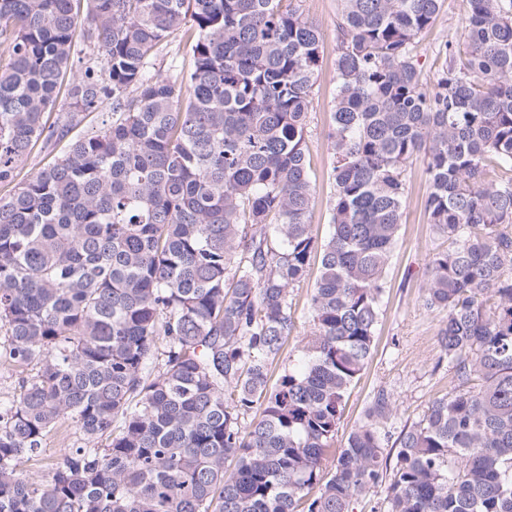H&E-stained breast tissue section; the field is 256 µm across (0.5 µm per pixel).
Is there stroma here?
I'll use <instances>...</instances> for the list:
<instances>
[{
	"label": "stroma",
	"mask_w": 512,
	"mask_h": 512,
	"mask_svg": "<svg viewBox=\"0 0 512 512\" xmlns=\"http://www.w3.org/2000/svg\"><path fill=\"white\" fill-rule=\"evenodd\" d=\"M295 3L322 34L321 66L312 92L307 126L309 174L315 192L312 234L320 244L330 232L329 209L336 193L328 134L334 123L335 21L339 2L295 0ZM464 13L465 0H445L438 20L421 36L417 52L425 78H432L441 67L435 49L456 32ZM405 178L407 201L397 243L389 259L375 350L346 399L336 433L335 444L339 447L361 423L364 410L378 389H388L394 395V412L388 428L395 434L418 422L431 402L448 394L455 385L438 342L443 316L421 305L425 266L433 254L447 249L448 240L435 232L425 213L429 180L422 160L408 165ZM315 280V275H308L294 289L296 326L280 357L271 366L272 376H279L301 356L302 339L311 331L308 299Z\"/></svg>",
	"instance_id": "35a3bbf8"
}]
</instances>
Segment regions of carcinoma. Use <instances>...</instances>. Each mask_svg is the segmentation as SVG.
<instances>
[{"label":"carcinoma","mask_w":512,"mask_h":512,"mask_svg":"<svg viewBox=\"0 0 512 512\" xmlns=\"http://www.w3.org/2000/svg\"><path fill=\"white\" fill-rule=\"evenodd\" d=\"M339 2L330 234L302 361L271 385L315 250L318 27L285 0H0V512H352L378 487L377 512H512V0H466L431 81L444 0ZM186 33L190 70H155ZM420 156L454 243L422 302L456 386L395 438L379 390L338 451ZM465 0H445L444 6L436 23L425 32L417 49L423 76L432 78L435 71L442 66L444 59H437L435 47L448 39L459 27V21L465 13ZM67 140H64L61 142L55 149L52 151V153L47 156V153L51 150V148L41 149V145H36L34 149L31 151L30 155L22 165V170L20 174V178L31 176L35 172L38 171V169L48 160L50 157H53L55 155H58L60 150L63 149L65 143ZM75 427L71 422H65L57 432L48 437L43 446L41 461L24 464V469L30 472L47 476L52 464L56 463L61 455V449L73 439Z\"/></svg>","instance_id":"1"}]
</instances>
